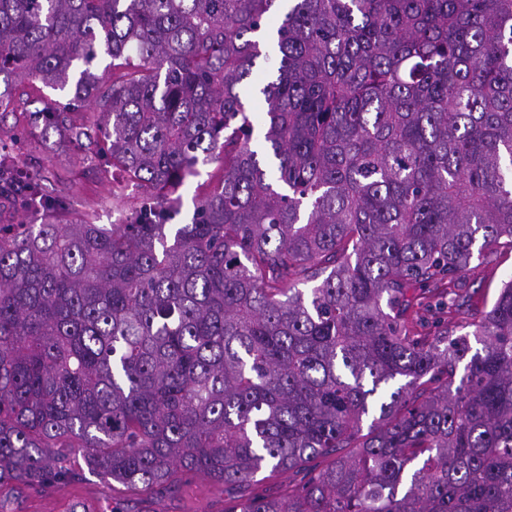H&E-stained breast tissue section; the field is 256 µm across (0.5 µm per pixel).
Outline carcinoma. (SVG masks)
I'll return each instance as SVG.
<instances>
[{"label": "carcinoma", "instance_id": "cac0c4a2", "mask_svg": "<svg viewBox=\"0 0 512 512\" xmlns=\"http://www.w3.org/2000/svg\"><path fill=\"white\" fill-rule=\"evenodd\" d=\"M28 79L145 197L81 219L0 126V199L42 216L0 224V489L295 472L224 512H512V278L470 332L410 326L512 243V0H0L1 113ZM219 164L213 162L201 168V174L198 177L190 178L186 184L181 187L177 194L181 195L182 205L175 218L168 224H188L191 222L194 205V198L202 195L209 190V185L214 184L220 177L221 171Z\"/></svg>", "mask_w": 512, "mask_h": 512}]
</instances>
